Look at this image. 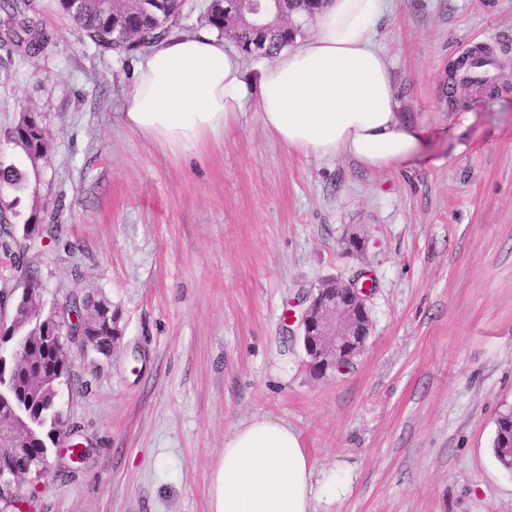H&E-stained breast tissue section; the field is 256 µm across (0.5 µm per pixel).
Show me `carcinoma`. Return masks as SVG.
Listing matches in <instances>:
<instances>
[{
    "label": "carcinoma",
    "mask_w": 512,
    "mask_h": 512,
    "mask_svg": "<svg viewBox=\"0 0 512 512\" xmlns=\"http://www.w3.org/2000/svg\"><path fill=\"white\" fill-rule=\"evenodd\" d=\"M157 5L147 12L136 0H59L61 8L73 19L83 35L102 54L112 53L120 58L142 55L161 44L178 30L183 19V4L179 0H144ZM34 0H0V51L7 57L23 54L29 58L51 53L52 40L46 29L34 21ZM206 24L219 33L231 32L236 41L246 45L251 33L233 22L224 23L222 0H212L205 18ZM300 34L295 23L287 27H272L266 35L265 56L271 58L279 50L294 43ZM4 138L24 155L25 163L17 164L0 159V186L15 198L0 207L11 224L0 229V251L17 253L20 239L44 234L55 248L65 252L70 244L64 239L60 214L62 201L49 208L33 200L30 210H17L20 195L31 181H39L40 169L50 157V142L37 115L27 109L21 111L19 121L4 130ZM22 238H17V233ZM54 307H46L37 297L30 308L14 314L10 324L0 328V356L11 357L14 346L27 344L26 356L7 374V386L0 389L9 404L0 405V416L14 418L26 430L27 448L20 455L0 457V465H11L21 471L30 464L48 456L47 441L54 440L63 423V413L55 406L59 386L69 378L68 356L57 347L51 337L44 335L46 322L52 318ZM494 453L499 464L512 471V409L500 414L494 442Z\"/></svg>",
    "instance_id": "carcinoma-1"
}]
</instances>
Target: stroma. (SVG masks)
<instances>
[{"label":"stroma","instance_id":"35a3bbf8","mask_svg":"<svg viewBox=\"0 0 512 512\" xmlns=\"http://www.w3.org/2000/svg\"><path fill=\"white\" fill-rule=\"evenodd\" d=\"M35 3L54 48L0 63V128L38 115L52 161L21 206L63 199L71 250L20 262L45 301L109 302L121 335L106 358L71 349L60 406L92 453L50 451L29 512H208L213 458L258 415L349 475L315 512H512L493 452L512 408V84L454 102L445 82L478 45L512 75V0H390L377 40L432 160L386 171L288 151L251 108L203 154L165 153L119 121L136 59ZM364 271L366 346L316 375L284 312Z\"/></svg>","mask_w":512,"mask_h":512}]
</instances>
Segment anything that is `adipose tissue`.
Wrapping results in <instances>:
<instances>
[{
	"mask_svg": "<svg viewBox=\"0 0 512 512\" xmlns=\"http://www.w3.org/2000/svg\"><path fill=\"white\" fill-rule=\"evenodd\" d=\"M387 9V0H326L312 37L256 58L254 82L217 32L172 33L138 64L121 122L180 157L222 139L252 105L272 137L300 155L345 156L368 170L410 165L423 138L397 121L392 64L374 40ZM314 475L296 429L253 417L225 436L212 462L209 512H314L316 496L350 490L342 473Z\"/></svg>",
	"mask_w": 512,
	"mask_h": 512,
	"instance_id": "1",
	"label": "adipose tissue"
}]
</instances>
